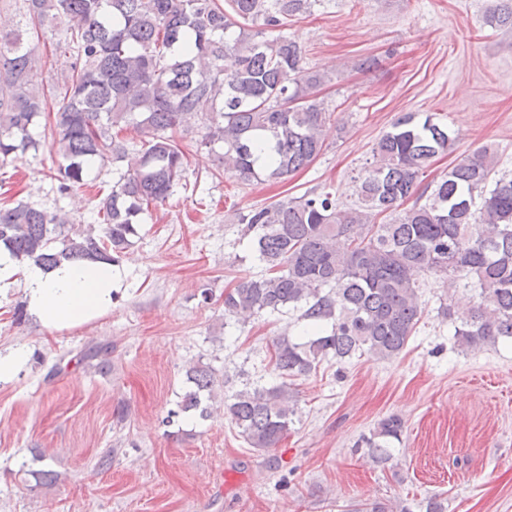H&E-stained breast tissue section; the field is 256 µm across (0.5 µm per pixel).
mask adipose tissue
I'll return each instance as SVG.
<instances>
[{
  "label": "adipose tissue",
  "instance_id": "1",
  "mask_svg": "<svg viewBox=\"0 0 512 512\" xmlns=\"http://www.w3.org/2000/svg\"><path fill=\"white\" fill-rule=\"evenodd\" d=\"M121 267L108 262H62L45 269L31 260L17 261L0 248V287L22 276L29 314L41 325L56 329L91 321L112 307L113 284Z\"/></svg>",
  "mask_w": 512,
  "mask_h": 512
}]
</instances>
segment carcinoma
Masks as SVG:
<instances>
[{"instance_id": "1", "label": "carcinoma", "mask_w": 512, "mask_h": 512, "mask_svg": "<svg viewBox=\"0 0 512 512\" xmlns=\"http://www.w3.org/2000/svg\"><path fill=\"white\" fill-rule=\"evenodd\" d=\"M22 2L31 25L57 40L70 63L62 85L37 83L42 57L21 30L0 29V166L39 150L30 128L44 114L53 117L50 151L59 158L62 193L84 185L97 160L125 157L119 133L127 127L140 137L141 157L100 200L99 230L69 226L60 209L23 200L0 205V246L13 257L47 268L120 263L142 215L183 179L185 153L175 134L189 115L207 117L200 144L217 168L244 181H286L320 155L329 113L319 91L332 76L305 68L302 47L283 34L288 20L319 0ZM487 22L512 27V5L490 12ZM455 143L432 116L406 113L377 142L355 204L342 207L322 192L239 216L265 273L224 292V318L288 307L302 323L300 340L284 334L272 343L269 365L282 382L228 399L231 423L249 447L275 448L288 434L294 405L286 379L307 376L328 358L402 354L423 315L419 278L428 273L473 279L477 300L467 313L439 306L457 347L475 352L512 342V178L498 176V154L485 146L421 188L432 159ZM109 354L97 345L82 360L101 369ZM186 377L191 388L181 411L208 417L203 402L218 386L215 372L197 365ZM403 428L396 416L382 419L366 439L373 457L390 461ZM344 512L413 509L406 501L365 499Z\"/></svg>"}]
</instances>
